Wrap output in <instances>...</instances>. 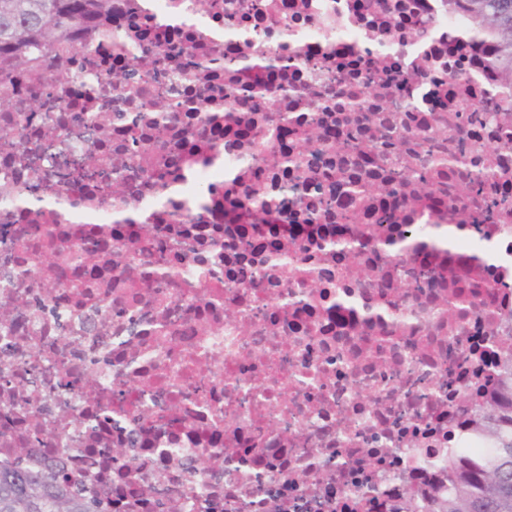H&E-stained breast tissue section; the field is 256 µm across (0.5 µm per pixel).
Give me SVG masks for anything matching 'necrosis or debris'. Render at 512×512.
I'll list each match as a JSON object with an SVG mask.
<instances>
[{
    "label": "necrosis or debris",
    "instance_id": "1",
    "mask_svg": "<svg viewBox=\"0 0 512 512\" xmlns=\"http://www.w3.org/2000/svg\"><path fill=\"white\" fill-rule=\"evenodd\" d=\"M263 54L289 90L270 104L247 94L245 60ZM144 55L156 64L136 71ZM490 58L456 0H112L111 29L75 40L64 76L12 67L0 132L23 124L24 143L0 140V462L58 464L108 512H390L405 491H446L449 458L488 449L472 419L512 326V210L451 250L438 231L468 223V197L421 193L413 248L364 249L363 281L323 236L354 95L412 127L483 114L448 135L512 199L492 121L512 114V84ZM283 115L327 136L298 169L267 163ZM89 153L98 174L77 175ZM119 171L143 220L109 197ZM258 186L284 208L225 223V194ZM431 252L472 276L464 308L436 313L440 279L402 287Z\"/></svg>",
    "mask_w": 512,
    "mask_h": 512
}]
</instances>
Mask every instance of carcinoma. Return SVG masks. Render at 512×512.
Listing matches in <instances>:
<instances>
[{
  "instance_id": "cac0c4a2",
  "label": "carcinoma",
  "mask_w": 512,
  "mask_h": 512,
  "mask_svg": "<svg viewBox=\"0 0 512 512\" xmlns=\"http://www.w3.org/2000/svg\"><path fill=\"white\" fill-rule=\"evenodd\" d=\"M475 23L489 32L495 43L492 65L502 79L512 83V0H457ZM112 24V0H0V58L8 56L20 64L45 61L47 50L68 47L75 33ZM403 117L381 112L377 117L376 141L384 146L407 145L406 161L396 152L383 153L378 162L386 168L391 182L409 185L413 192L426 188L427 175L443 173V168H458L466 179L462 193L469 196L475 212L488 219L508 206L505 198L485 195L484 171L466 168L465 158L445 148L437 134L440 116L426 121L416 131L403 128ZM370 147L362 127L356 134L336 140V150L352 159H362ZM337 189L346 198L343 206L356 207L364 193L361 177L347 171ZM224 212H238L253 224H265L281 203L264 194L244 204L226 198ZM394 238L381 237L377 229L354 239L336 240L328 246L357 256L366 246L389 255ZM498 376L490 398L477 405L476 430L491 444L492 453L482 459L448 460V494L409 498L394 512H512V333L498 337ZM0 512H103L100 502L90 500L67 485L55 466L32 470L21 465L0 464Z\"/></svg>"
}]
</instances>
